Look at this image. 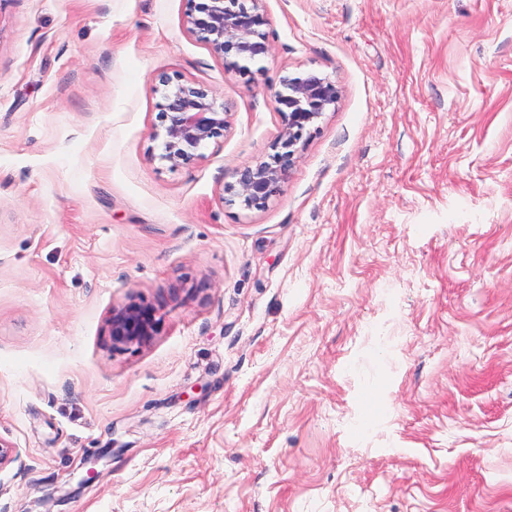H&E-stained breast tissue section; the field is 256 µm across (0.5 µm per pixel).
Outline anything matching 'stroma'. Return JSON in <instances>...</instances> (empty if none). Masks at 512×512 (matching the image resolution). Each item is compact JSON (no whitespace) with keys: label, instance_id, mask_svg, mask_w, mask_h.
I'll return each mask as SVG.
<instances>
[{"label":"stroma","instance_id":"1","mask_svg":"<svg viewBox=\"0 0 512 512\" xmlns=\"http://www.w3.org/2000/svg\"><path fill=\"white\" fill-rule=\"evenodd\" d=\"M264 6L244 78L187 0H0V512H512V0ZM309 71L280 193L221 202ZM163 74L230 112L175 168ZM111 323L112 344L127 346L141 343L153 331V315L145 306L129 303L113 308Z\"/></svg>","mask_w":512,"mask_h":512}]
</instances>
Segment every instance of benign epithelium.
Listing matches in <instances>:
<instances>
[{"instance_id": "1", "label": "benign epithelium", "mask_w": 512, "mask_h": 512, "mask_svg": "<svg viewBox=\"0 0 512 512\" xmlns=\"http://www.w3.org/2000/svg\"><path fill=\"white\" fill-rule=\"evenodd\" d=\"M187 32L240 75L249 64L271 52L264 0H188ZM157 103L160 125L153 138L162 139L159 159L177 167L200 157L199 150L217 142L229 127V112L212 89L180 78H159ZM340 90L314 72L285 75L275 95L281 119L277 138L255 164L236 169L234 181L223 185V200L244 210H262L281 190L310 136L309 126L336 105ZM111 336L115 346L141 343L153 331V315L145 306L129 303L112 309Z\"/></svg>"}]
</instances>
